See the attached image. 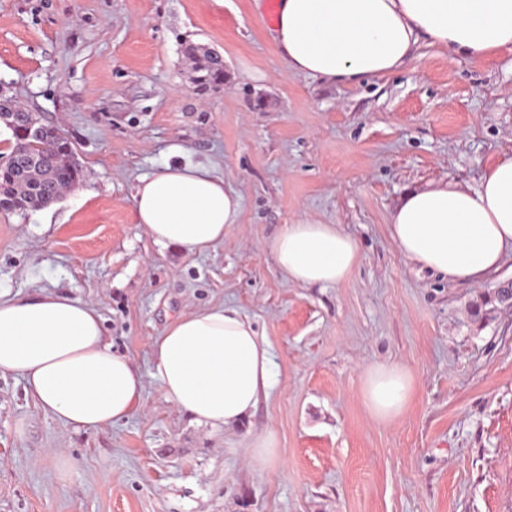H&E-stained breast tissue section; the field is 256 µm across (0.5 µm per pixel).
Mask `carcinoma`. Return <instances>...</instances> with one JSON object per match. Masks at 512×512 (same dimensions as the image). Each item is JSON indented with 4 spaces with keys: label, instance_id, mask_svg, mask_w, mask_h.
I'll return each mask as SVG.
<instances>
[{
    "label": "carcinoma",
    "instance_id": "cac0c4a2",
    "mask_svg": "<svg viewBox=\"0 0 512 512\" xmlns=\"http://www.w3.org/2000/svg\"><path fill=\"white\" fill-rule=\"evenodd\" d=\"M194 82L204 89L224 86V58L205 47L191 46ZM0 118L12 133L11 152L0 161V211L45 207L76 186L83 169L58 129L42 124L15 97L0 91Z\"/></svg>",
    "mask_w": 512,
    "mask_h": 512
}]
</instances>
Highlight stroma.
<instances>
[{
  "instance_id": "obj_1",
  "label": "stroma",
  "mask_w": 512,
  "mask_h": 512,
  "mask_svg": "<svg viewBox=\"0 0 512 512\" xmlns=\"http://www.w3.org/2000/svg\"><path fill=\"white\" fill-rule=\"evenodd\" d=\"M272 0H0V87L68 138L82 181L38 210L0 211V289L81 299L145 373L140 408L67 425L0 376V512H512V256L479 284L408 262L389 217L431 181L477 186L512 154V52L488 60L420 41L396 72L348 87L289 74ZM224 58L198 91L185 55ZM209 161L242 197L223 243L188 257L136 220L138 177ZM355 237L333 286L288 282L269 243L299 218ZM230 305L266 336L276 383L232 428L193 423L150 380L178 316ZM412 376L382 423L364 370ZM271 430L278 462L250 464ZM73 460L60 469L59 457Z\"/></svg>"
}]
</instances>
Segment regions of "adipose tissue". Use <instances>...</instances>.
Masks as SVG:
<instances>
[{
    "mask_svg": "<svg viewBox=\"0 0 512 512\" xmlns=\"http://www.w3.org/2000/svg\"><path fill=\"white\" fill-rule=\"evenodd\" d=\"M272 33L289 72L354 86L402 67L422 39L452 56L512 52V0H280ZM133 206L156 245L188 256L223 242L242 215L240 195L207 162L140 177ZM389 225L408 262L451 282H482L512 254V156L490 166L478 187L440 181L411 190ZM269 248L281 274L303 286L343 283L360 259L355 238L307 218L282 225ZM151 357L143 375L78 298L0 293V376L19 378L67 424L97 429L129 418L150 378L167 402L218 431L250 416L275 376L268 340L226 305L175 319ZM411 382L401 365L367 367L361 392L370 414L399 417Z\"/></svg>",
    "mask_w": 512,
    "mask_h": 512,
    "instance_id": "1",
    "label": "adipose tissue"
}]
</instances>
